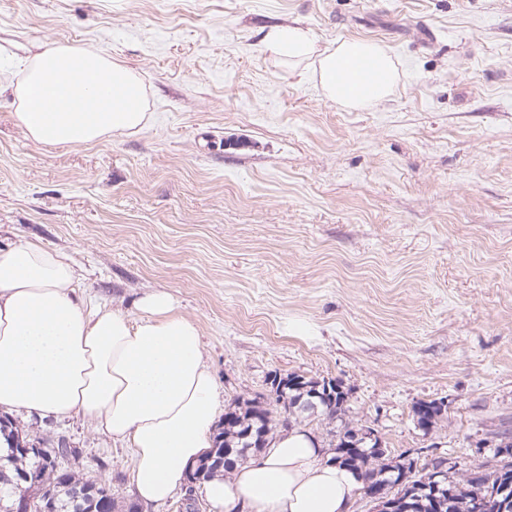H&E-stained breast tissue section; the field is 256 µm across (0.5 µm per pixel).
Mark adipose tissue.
I'll return each mask as SVG.
<instances>
[{"label":"adipose tissue","mask_w":512,"mask_h":512,"mask_svg":"<svg viewBox=\"0 0 512 512\" xmlns=\"http://www.w3.org/2000/svg\"><path fill=\"white\" fill-rule=\"evenodd\" d=\"M267 49L311 62L325 97L357 110L399 82L387 49L340 39L320 48L308 32L280 27ZM12 87L15 117L37 143L88 145L129 135L146 121L136 74L109 57L67 43L44 45ZM71 257L31 241L0 249V410L44 417L81 415L134 452L133 485L146 506L169 499L213 446L216 380L200 332L171 298L140 299L139 317L87 310ZM300 425L215 479V512H352L363 486L356 471Z\"/></svg>","instance_id":"obj_1"}]
</instances>
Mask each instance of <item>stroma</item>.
Here are the masks:
<instances>
[{
  "label": "stroma",
  "mask_w": 512,
  "mask_h": 512,
  "mask_svg": "<svg viewBox=\"0 0 512 512\" xmlns=\"http://www.w3.org/2000/svg\"><path fill=\"white\" fill-rule=\"evenodd\" d=\"M382 44L401 81L361 111L270 53L275 27ZM103 52L148 118L46 146L0 96V247L67 253L88 309L153 290L202 334L216 407L272 373L335 379L392 455L490 461L512 429V0H0V83L41 45ZM445 400L429 431L417 402ZM134 502L130 443L18 413Z\"/></svg>",
  "instance_id": "obj_1"
}]
</instances>
